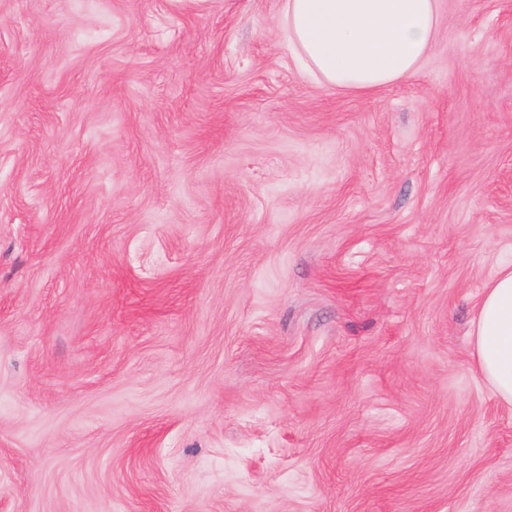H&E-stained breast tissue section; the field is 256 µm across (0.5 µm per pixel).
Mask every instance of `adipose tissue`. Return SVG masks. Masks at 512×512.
Wrapping results in <instances>:
<instances>
[{"label":"adipose tissue","instance_id":"adipose-tissue-1","mask_svg":"<svg viewBox=\"0 0 512 512\" xmlns=\"http://www.w3.org/2000/svg\"><path fill=\"white\" fill-rule=\"evenodd\" d=\"M283 12L307 69L359 94L416 70L439 30V0H283ZM472 349L493 394L512 406V265L484 288Z\"/></svg>","mask_w":512,"mask_h":512}]
</instances>
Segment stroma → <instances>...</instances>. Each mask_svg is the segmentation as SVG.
<instances>
[{"mask_svg": "<svg viewBox=\"0 0 512 512\" xmlns=\"http://www.w3.org/2000/svg\"><path fill=\"white\" fill-rule=\"evenodd\" d=\"M512 0L323 85L282 0H0V512H512ZM473 358L493 394L512 406V265L486 284L472 329Z\"/></svg>", "mask_w": 512, "mask_h": 512, "instance_id": "35a3bbf8", "label": "stroma"}]
</instances>
